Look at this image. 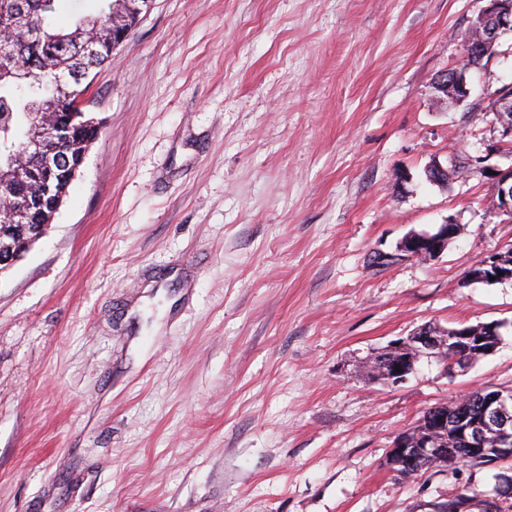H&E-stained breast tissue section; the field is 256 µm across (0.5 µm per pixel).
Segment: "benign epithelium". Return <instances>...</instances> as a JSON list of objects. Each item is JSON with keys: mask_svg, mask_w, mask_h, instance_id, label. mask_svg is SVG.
Returning a JSON list of instances; mask_svg holds the SVG:
<instances>
[{"mask_svg": "<svg viewBox=\"0 0 512 512\" xmlns=\"http://www.w3.org/2000/svg\"><path fill=\"white\" fill-rule=\"evenodd\" d=\"M512 32V0H489L488 7L473 22L464 39V57L483 60L494 53V47L505 32ZM438 91L453 96L458 101L465 89L462 73L446 70L435 81ZM493 112L503 128V136L512 137V97H498ZM58 151L56 134L38 130L23 145L18 155V165L24 167L31 159L49 164ZM496 193L493 208L496 213L512 217V165L495 169ZM456 224L446 222L434 233H410L400 243L399 251L407 258L431 260L440 255L448 245V238L456 235ZM477 274L472 279L495 277L497 281L512 280V264L504 262L498 252L482 257L477 263ZM501 325L484 323L474 328L443 330L431 324L418 328L404 339H399L378 353L372 361L373 378L385 385L403 383L413 372L415 364L423 357H435L445 362L448 371L464 372L466 362L461 354L479 351L486 355L498 347ZM448 432L457 439V446L466 456H479L484 466L501 468L512 465V392L497 388L480 389V410L475 416L452 415L446 409L431 408L427 414L426 428H409L394 439L388 455L390 467L402 463L409 467L421 461L441 462L446 459V449L439 443L441 432Z\"/></svg>", "mask_w": 512, "mask_h": 512, "instance_id": "obj_1", "label": "benign epithelium"}]
</instances>
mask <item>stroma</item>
<instances>
[{"label": "stroma", "mask_w": 512, "mask_h": 512, "mask_svg": "<svg viewBox=\"0 0 512 512\" xmlns=\"http://www.w3.org/2000/svg\"><path fill=\"white\" fill-rule=\"evenodd\" d=\"M487 0H153L95 74L91 144L47 234L0 273V512H437L493 470L386 464L422 412L512 388V244L486 155L512 32L461 66ZM454 222L430 261L411 232ZM394 255L375 266L373 252ZM501 323L492 355L407 380L374 356L426 324ZM435 87L438 91L443 92L444 94L448 95L449 93L453 96L452 99L455 101H460V99H463L468 95L462 73L457 70L449 69L441 73L435 81ZM459 89H462L467 94L465 96L458 94L457 90ZM474 268L480 270L477 271V275L471 276L473 280L490 279V276L495 277L494 281L512 280V264L505 263L503 255L499 251L482 257ZM499 272H503V275L499 276Z\"/></svg>", "instance_id": "1"}]
</instances>
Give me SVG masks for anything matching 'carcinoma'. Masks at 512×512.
<instances>
[{
    "label": "carcinoma",
    "mask_w": 512,
    "mask_h": 512,
    "mask_svg": "<svg viewBox=\"0 0 512 512\" xmlns=\"http://www.w3.org/2000/svg\"><path fill=\"white\" fill-rule=\"evenodd\" d=\"M55 0H0V26L11 29L13 43L25 50L20 60L0 59V196L25 214L23 223H0V246L22 247L32 236L33 225L52 218L63 202L76 173L68 166L52 170L38 162L17 170L12 157L17 145L35 124L61 132L71 164L79 163L96 139L98 127L85 113L73 108L75 99L90 84L73 87L71 74L80 70L83 80L112 61V50L123 33L136 25L138 15L124 10V23L112 24V2L93 17H81L70 31L52 21ZM104 35L94 43V52L75 57L88 43L95 23Z\"/></svg>",
    "instance_id": "cac0c4a2"
}]
</instances>
